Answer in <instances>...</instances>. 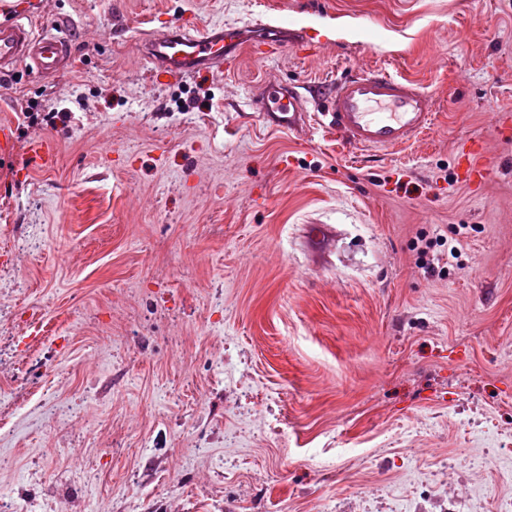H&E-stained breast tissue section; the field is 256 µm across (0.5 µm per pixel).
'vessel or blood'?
Segmentation results:
<instances>
[{
    "label": "vessel or blood",
    "instance_id": "1",
    "mask_svg": "<svg viewBox=\"0 0 512 512\" xmlns=\"http://www.w3.org/2000/svg\"><path fill=\"white\" fill-rule=\"evenodd\" d=\"M235 30L193 34L186 29L153 35L143 51L160 74L176 79L198 65H223L233 58ZM69 36L57 27H41L31 17L16 14L0 25V73L28 61L37 75L49 76L67 64ZM320 102L323 126L347 146L357 149L400 150L426 136L436 116V101L416 80L397 76L385 68L362 70L337 79L328 90L304 95L282 86L254 98L252 106L280 127L292 129L307 116L310 98ZM462 177L481 185L492 173L482 161L480 141L462 147Z\"/></svg>",
    "mask_w": 512,
    "mask_h": 512
}]
</instances>
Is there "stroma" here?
Masks as SVG:
<instances>
[{"label":"stroma","mask_w":512,"mask_h":512,"mask_svg":"<svg viewBox=\"0 0 512 512\" xmlns=\"http://www.w3.org/2000/svg\"><path fill=\"white\" fill-rule=\"evenodd\" d=\"M18 8L70 23L72 62L0 78V501L500 512L512 0H7L0 20ZM182 23L236 27L234 68L157 77L142 45ZM271 24L283 51L263 58ZM374 64L437 101L408 149H346L248 108L270 84ZM42 138L49 168L29 154ZM469 139L495 167L479 187L459 174ZM439 236L459 256L425 271L415 246Z\"/></svg>","instance_id":"obj_1"}]
</instances>
